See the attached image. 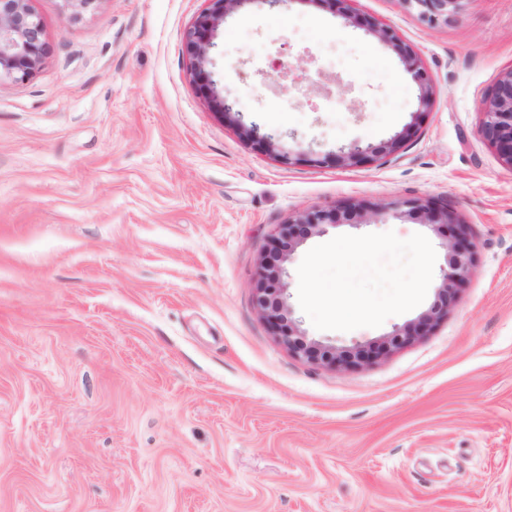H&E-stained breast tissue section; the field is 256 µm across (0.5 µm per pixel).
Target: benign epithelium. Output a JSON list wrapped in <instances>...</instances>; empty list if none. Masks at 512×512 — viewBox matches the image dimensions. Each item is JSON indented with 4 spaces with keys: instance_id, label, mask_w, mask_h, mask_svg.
<instances>
[{
    "instance_id": "7a95c632",
    "label": "benign epithelium",
    "mask_w": 512,
    "mask_h": 512,
    "mask_svg": "<svg viewBox=\"0 0 512 512\" xmlns=\"http://www.w3.org/2000/svg\"><path fill=\"white\" fill-rule=\"evenodd\" d=\"M210 7L185 33L188 55L192 58L195 79L208 94L217 110L225 115L235 112L234 104L224 99L212 80L206 66L211 64L210 52L224 20L250 4H262L271 8L286 5L292 0H209ZM329 7L347 22H358L353 13L351 0H324ZM418 10L420 19L430 26L455 17L465 0H403ZM368 33L391 47L404 63L420 89V103L428 105L431 86L428 75L414 50L404 43L394 28L376 20H364ZM41 22L31 11L28 0H0V76L16 82H24L33 72L44 54ZM484 120L479 128L480 136L497 150L501 159L512 166V69L504 72L491 93L482 103ZM409 135L404 130L390 141L380 145L362 147L353 145L348 151L335 155L336 163L352 164L376 158L396 151ZM407 205L424 218L425 224H445L451 230L447 241L446 269L435 289L434 302L416 319L395 328L384 344L372 347L369 343L356 342L349 347H334L308 338L290 319V310L284 297L283 264L291 254L312 236L324 235L331 228L344 225L356 218H376L387 206L383 204H345L332 208L308 211L280 226L278 235L262 256L256 285V305L274 333L292 353L308 361H321L336 367H352L367 363L383 354V345L400 347L429 332L439 321L448 316L457 302L458 290L472 273L474 246L470 227L460 221L448 206L438 201L412 200Z\"/></svg>"
}]
</instances>
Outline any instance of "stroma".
Returning <instances> with one entry per match:
<instances>
[{
    "label": "stroma",
    "mask_w": 512,
    "mask_h": 512,
    "mask_svg": "<svg viewBox=\"0 0 512 512\" xmlns=\"http://www.w3.org/2000/svg\"><path fill=\"white\" fill-rule=\"evenodd\" d=\"M47 50L0 79V512H512V166L481 102L512 68V0H467L431 27L403 0H353L393 26L433 89L325 0L252 5L221 26L215 70L242 135L191 73L208 0H29ZM310 81L281 92L274 59ZM400 149L370 163L326 154ZM291 154L292 164L281 154ZM447 202L476 253L447 318L353 368L298 358L255 307L280 224L387 205L330 236L445 238L412 199ZM286 262L290 318L316 329ZM410 126L407 127L402 133L396 135L390 141L380 146L367 145L362 147L359 144H354L347 152L334 154L336 163L338 164H352L363 162L369 159L376 158L380 155L396 151L402 141L409 135Z\"/></svg>",
    "instance_id": "35a3bbf8"
}]
</instances>
